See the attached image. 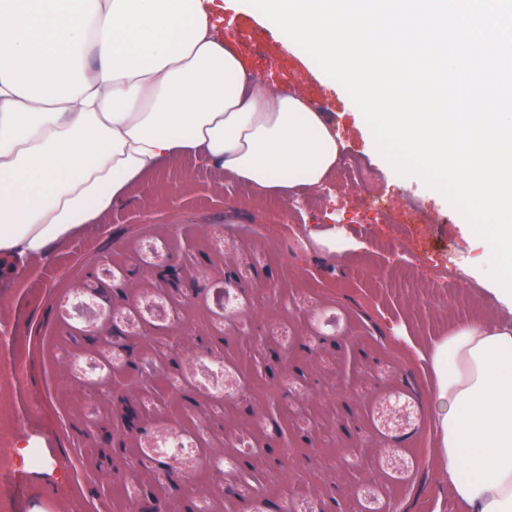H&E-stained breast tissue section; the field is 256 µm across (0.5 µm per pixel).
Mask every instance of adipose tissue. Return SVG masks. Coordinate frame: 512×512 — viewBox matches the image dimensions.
I'll list each match as a JSON object with an SVG mask.
<instances>
[{
	"mask_svg": "<svg viewBox=\"0 0 512 512\" xmlns=\"http://www.w3.org/2000/svg\"><path fill=\"white\" fill-rule=\"evenodd\" d=\"M209 0H0V270L48 263L166 161L202 154L267 197L318 189L338 136L255 79ZM447 408L436 476L465 512H512V324L428 344Z\"/></svg>",
	"mask_w": 512,
	"mask_h": 512,
	"instance_id": "adipose-tissue-1",
	"label": "adipose tissue"
}]
</instances>
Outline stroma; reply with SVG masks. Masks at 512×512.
Returning a JSON list of instances; mask_svg holds the SVG:
<instances>
[{
	"mask_svg": "<svg viewBox=\"0 0 512 512\" xmlns=\"http://www.w3.org/2000/svg\"><path fill=\"white\" fill-rule=\"evenodd\" d=\"M208 11L222 38L262 82L299 95L340 135V163L359 161L371 182L333 177L323 190L288 200L260 198L223 180L192 157L145 179L100 224L74 236L46 267L18 269V286L0 308V371L10 388L0 399V512H125L150 485L128 466L101 479L99 447L81 436L85 424H111L110 391L126 373L125 351L113 331L141 343L136 372L148 386L137 399L147 425L129 443L133 456L168 453V468L205 476L192 500L198 512H222L225 484H240L237 465L262 450L269 421L237 400L245 384L256 397L287 394L282 418L313 452L300 466L298 490L272 499L288 512H322L340 496L351 512H460L435 478V429L441 403L431 367L416 341L447 332L478 312L512 317L486 273L489 246L438 191L397 174L378 153L359 109L311 57L242 0H211ZM344 225L342 253L315 232ZM174 263L203 288L183 302L172 289L128 273L133 264ZM453 272L447 287L435 276ZM279 283L274 299L259 289ZM122 293L104 304L97 289ZM254 327L246 344L236 324ZM184 325L203 348L170 355L168 335ZM314 345L307 354L306 345ZM364 354L351 383L339 373L353 348ZM292 353L295 367L249 378L251 364L271 352ZM195 404L182 411L184 394ZM35 439L18 455L10 437ZM348 467L333 472L325 456Z\"/></svg>",
	"mask_w": 512,
	"mask_h": 512,
	"instance_id": "obj_1",
	"label": "stroma"
}]
</instances>
